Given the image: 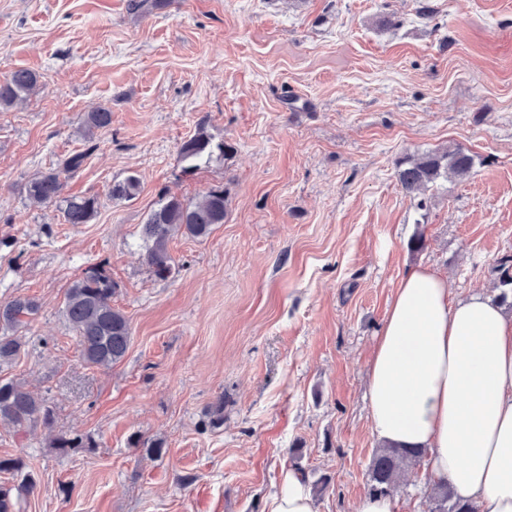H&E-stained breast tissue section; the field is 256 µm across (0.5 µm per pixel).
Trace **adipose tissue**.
Instances as JSON below:
<instances>
[{
  "label": "adipose tissue",
  "mask_w": 512,
  "mask_h": 512,
  "mask_svg": "<svg viewBox=\"0 0 512 512\" xmlns=\"http://www.w3.org/2000/svg\"><path fill=\"white\" fill-rule=\"evenodd\" d=\"M382 442L429 454L435 479L478 512H512V316L483 294L453 296L424 266L394 290L367 377ZM268 512H315L288 473Z\"/></svg>",
  "instance_id": "obj_1"
}]
</instances>
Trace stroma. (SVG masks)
I'll return each mask as SVG.
<instances>
[{"label":"stroma","instance_id":"1","mask_svg":"<svg viewBox=\"0 0 512 512\" xmlns=\"http://www.w3.org/2000/svg\"><path fill=\"white\" fill-rule=\"evenodd\" d=\"M0 0V80L42 85L0 112V301L36 298L27 345L4 375L54 414L52 429L0 424V457L37 481L19 512H267L286 473L329 476L317 512H356L379 446L367 368L400 274L424 265L453 293L496 298L512 254V0ZM112 110L85 141V113ZM231 152L186 170L198 130ZM64 187L96 217L65 223L22 186L88 143ZM448 145L483 158L417 208L395 161ZM130 201L112 196L128 176ZM223 186L205 240L175 236L157 279L140 228L161 195ZM424 232L428 246L410 253ZM92 264L117 285L125 357L86 365L62 312ZM224 401V423L207 410ZM91 450L60 454L50 435ZM159 439L162 454L130 445ZM434 479L407 468L400 512H427ZM51 448H56L61 454L69 455L94 448L93 440L82 435H56L50 441Z\"/></svg>","mask_w":512,"mask_h":512}]
</instances>
